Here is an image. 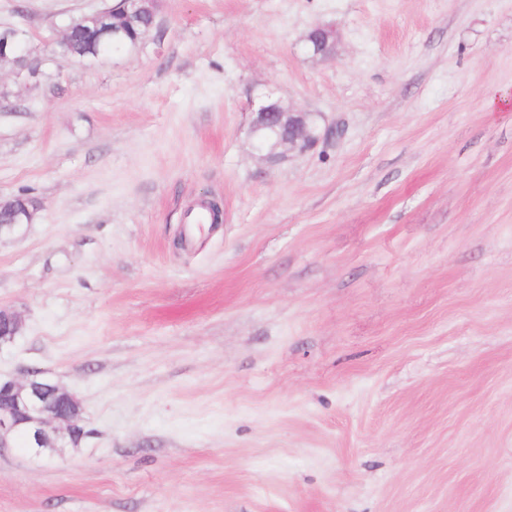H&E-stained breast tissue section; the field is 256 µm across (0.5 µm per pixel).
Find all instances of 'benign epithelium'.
Segmentation results:
<instances>
[{
	"mask_svg": "<svg viewBox=\"0 0 512 512\" xmlns=\"http://www.w3.org/2000/svg\"><path fill=\"white\" fill-rule=\"evenodd\" d=\"M158 0H120L112 8L116 22L109 29H89V44L96 46L102 41L126 33V27L135 25L143 13L155 12ZM67 36L57 38L49 49L51 60L58 65L73 60L92 61L100 58L91 49L85 53L69 51L64 45ZM305 46L315 56L327 57L334 51L335 33L331 29L317 27L304 37ZM27 46V53L38 49L31 45L28 31L16 26L0 25V67L10 66L12 82L33 90L49 78L41 69H32L13 56L15 50ZM256 153L267 162H280L292 154L314 147L328 134L315 124L314 113L302 112L286 106L279 99L267 94L262 97L253 112L249 129ZM8 326L18 332L22 319L10 307L0 306V328ZM8 397L7 405H0V448L10 446L13 438L22 431L32 435L33 446L29 452L35 456L43 449L77 447V426L81 423L77 407L80 400L71 391L46 378L40 371L29 372L22 381L0 380V396Z\"/></svg>",
	"mask_w": 512,
	"mask_h": 512,
	"instance_id": "1",
	"label": "benign epithelium"
}]
</instances>
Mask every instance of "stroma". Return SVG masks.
Instances as JSON below:
<instances>
[{
	"label": "stroma",
	"mask_w": 512,
	"mask_h": 512,
	"mask_svg": "<svg viewBox=\"0 0 512 512\" xmlns=\"http://www.w3.org/2000/svg\"><path fill=\"white\" fill-rule=\"evenodd\" d=\"M110 0H0L45 47ZM315 26L332 55L305 51ZM0 112V377L90 436L0 512H512V0H159ZM273 93L328 140L269 165ZM224 222L177 240L198 199Z\"/></svg>",
	"instance_id": "obj_1"
}]
</instances>
